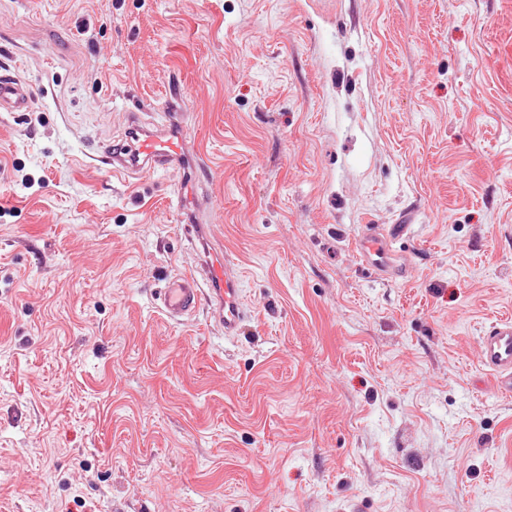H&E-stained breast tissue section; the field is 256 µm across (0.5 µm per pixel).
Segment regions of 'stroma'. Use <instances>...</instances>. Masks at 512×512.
<instances>
[{
	"instance_id": "stroma-1",
	"label": "stroma",
	"mask_w": 512,
	"mask_h": 512,
	"mask_svg": "<svg viewBox=\"0 0 512 512\" xmlns=\"http://www.w3.org/2000/svg\"><path fill=\"white\" fill-rule=\"evenodd\" d=\"M0 512H512V0H0ZM184 98L251 318L157 295L180 171L92 156ZM378 225L403 277L356 243ZM30 86L22 79L0 76V112H25L31 103ZM481 366L494 376L497 389L512 393V319L504 318L484 329L478 340Z\"/></svg>"
}]
</instances>
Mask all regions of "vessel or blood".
Instances as JSON below:
<instances>
[{"mask_svg": "<svg viewBox=\"0 0 512 512\" xmlns=\"http://www.w3.org/2000/svg\"><path fill=\"white\" fill-rule=\"evenodd\" d=\"M29 85L13 75L0 76V112H23L31 103ZM164 120L143 121L132 115L122 142L110 144L95 160L112 173L138 178L146 174L168 171L193 163L203 169L204 163L194 142L187 135V117L180 101L164 100ZM178 212L188 214L187 233L201 237L212 208L208 197L198 195L194 181L180 182L175 194ZM358 250L366 265L379 273L398 275L402 269L394 259L389 236L363 235ZM163 315L178 324L208 304L211 319L224 331L225 337L238 335L251 312L243 302L240 276L236 266L215 240H208L204 257L195 268L172 276L159 293ZM481 366L493 375L497 389L512 393V319L497 320L484 329L478 340Z\"/></svg>", "mask_w": 512, "mask_h": 512, "instance_id": "vessel-or-blood-1", "label": "vessel or blood"}]
</instances>
